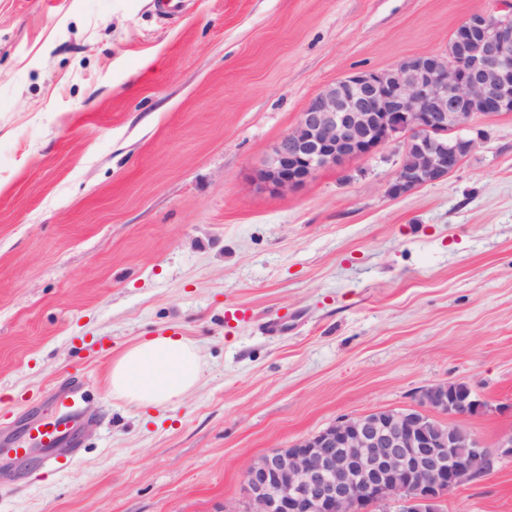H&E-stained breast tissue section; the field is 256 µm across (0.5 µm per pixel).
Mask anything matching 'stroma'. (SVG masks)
Returning a JSON list of instances; mask_svg holds the SVG:
<instances>
[{"label": "stroma", "mask_w": 512, "mask_h": 512, "mask_svg": "<svg viewBox=\"0 0 512 512\" xmlns=\"http://www.w3.org/2000/svg\"><path fill=\"white\" fill-rule=\"evenodd\" d=\"M505 0H0V512H244L251 460L456 380L512 433V113L447 178L401 153L288 192L255 172L328 84L445 52ZM202 355L169 405L112 397L126 348ZM79 385L52 473L27 430ZM26 452L15 455L17 447ZM441 512H512V458Z\"/></svg>", "instance_id": "35a3bbf8"}]
</instances>
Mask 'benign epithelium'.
I'll use <instances>...</instances> for the list:
<instances>
[{"mask_svg":"<svg viewBox=\"0 0 512 512\" xmlns=\"http://www.w3.org/2000/svg\"><path fill=\"white\" fill-rule=\"evenodd\" d=\"M512 112V16L470 15L443 54L407 57L383 71L351 73L326 86L255 173L272 191L295 190L320 171L397 143L393 197L440 181L478 146L475 115ZM489 407L471 387L444 381L417 403L338 420L245 471V512H440L443 498L488 472L489 451L444 416Z\"/></svg>","mask_w":512,"mask_h":512,"instance_id":"1","label":"benign epithelium"}]
</instances>
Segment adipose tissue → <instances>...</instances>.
Here are the masks:
<instances>
[{
    "label": "adipose tissue",
    "mask_w": 512,
    "mask_h": 512,
    "mask_svg": "<svg viewBox=\"0 0 512 512\" xmlns=\"http://www.w3.org/2000/svg\"><path fill=\"white\" fill-rule=\"evenodd\" d=\"M202 376L197 347L182 336L158 335L124 350L112 363L111 391L136 407H157L190 392Z\"/></svg>",
    "instance_id": "obj_1"
}]
</instances>
